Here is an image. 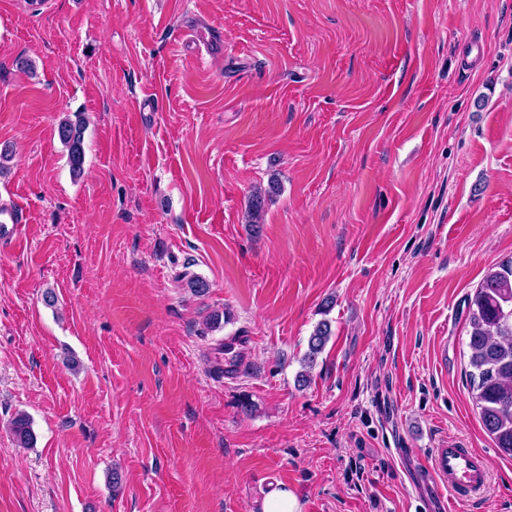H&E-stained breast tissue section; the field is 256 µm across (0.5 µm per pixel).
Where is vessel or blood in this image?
<instances>
[{"label":"vessel or blood","instance_id":"1","mask_svg":"<svg viewBox=\"0 0 512 512\" xmlns=\"http://www.w3.org/2000/svg\"><path fill=\"white\" fill-rule=\"evenodd\" d=\"M430 468L440 488L462 504L480 495L488 483L486 459L454 440L434 449Z\"/></svg>","mask_w":512,"mask_h":512}]
</instances>
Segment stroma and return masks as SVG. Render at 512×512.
<instances>
[{"label": "stroma", "instance_id": "1", "mask_svg": "<svg viewBox=\"0 0 512 512\" xmlns=\"http://www.w3.org/2000/svg\"><path fill=\"white\" fill-rule=\"evenodd\" d=\"M4 148L0 512H260L281 484L299 512H449L445 440L490 465L450 512H512L465 378L468 303L512 260V0H0ZM86 120L82 114H77L76 120L62 119L57 125V135L61 144L68 151V161L73 176H80L83 168L85 148L84 133ZM331 336L329 322L323 321L317 325L308 340V351L302 361L305 369H311L318 354H320ZM11 431L15 441L24 448L34 447L36 436L29 416L18 413L11 421Z\"/></svg>", "mask_w": 512, "mask_h": 512}]
</instances>
